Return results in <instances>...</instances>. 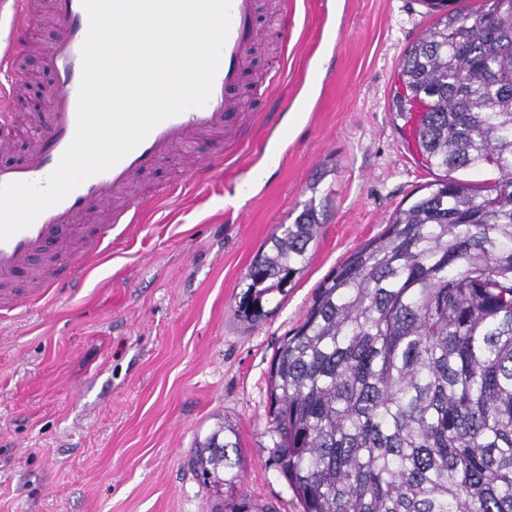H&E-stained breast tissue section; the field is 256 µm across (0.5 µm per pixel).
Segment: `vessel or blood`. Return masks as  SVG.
Returning <instances> with one entry per match:
<instances>
[{"label": "vessel or blood", "mask_w": 512, "mask_h": 512, "mask_svg": "<svg viewBox=\"0 0 512 512\" xmlns=\"http://www.w3.org/2000/svg\"><path fill=\"white\" fill-rule=\"evenodd\" d=\"M30 0H0V149L12 146L11 96L20 77L17 30L29 15ZM57 37L42 57L57 92L52 112L38 128L25 159L0 166V185L44 184L71 143L77 121L82 75L81 47L89 17L81 0H52ZM259 0H231L230 31L222 50L208 103L190 108L158 124L109 171L92 176L57 205L42 212L26 229L0 242V316L14 317L26 306L44 304L61 288L73 287L84 266L113 235H125L141 221V207L132 195L139 178L175 149L186 151L183 169L188 180L222 166L225 146L243 143L257 109L239 92L258 35ZM214 136L220 145L209 161H201L195 145ZM111 209L107 224L84 223L93 209Z\"/></svg>", "instance_id": "obj_1"}]
</instances>
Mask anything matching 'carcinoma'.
<instances>
[{"label":"carcinoma","mask_w":512,"mask_h":512,"mask_svg":"<svg viewBox=\"0 0 512 512\" xmlns=\"http://www.w3.org/2000/svg\"><path fill=\"white\" fill-rule=\"evenodd\" d=\"M437 15L400 65V111L440 180L327 275L268 371L269 459L303 512H512V0H422ZM494 172L479 191L468 172ZM314 208L270 238L235 314L309 260ZM191 465L215 512H271L237 492L234 426Z\"/></svg>","instance_id":"obj_1"}]
</instances>
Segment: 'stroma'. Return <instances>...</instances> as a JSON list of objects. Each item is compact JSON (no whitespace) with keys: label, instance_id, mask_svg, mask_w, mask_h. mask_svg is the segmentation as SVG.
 <instances>
[{"label":"stroma","instance_id":"stroma-1","mask_svg":"<svg viewBox=\"0 0 512 512\" xmlns=\"http://www.w3.org/2000/svg\"><path fill=\"white\" fill-rule=\"evenodd\" d=\"M26 61L56 36L43 0ZM433 22L421 0H288L286 48L248 73L260 110L205 182L175 158L143 186L174 185L114 239L82 287L0 321V512H213L188 465L222 420L244 456L240 490L301 507L269 462L267 374L323 278L433 182L393 106L405 49ZM321 226L271 314H235L248 268L307 203Z\"/></svg>","mask_w":512,"mask_h":512}]
</instances>
